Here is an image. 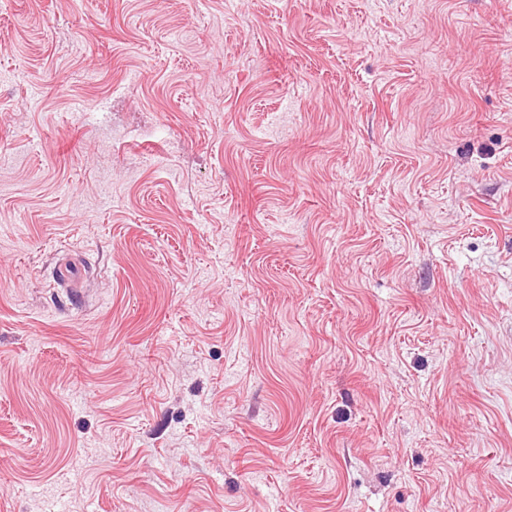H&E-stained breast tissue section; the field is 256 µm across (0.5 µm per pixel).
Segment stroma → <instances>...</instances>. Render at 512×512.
<instances>
[{"label":"stroma","instance_id":"1","mask_svg":"<svg viewBox=\"0 0 512 512\" xmlns=\"http://www.w3.org/2000/svg\"><path fill=\"white\" fill-rule=\"evenodd\" d=\"M0 512H512V0H0Z\"/></svg>","mask_w":512,"mask_h":512}]
</instances>
